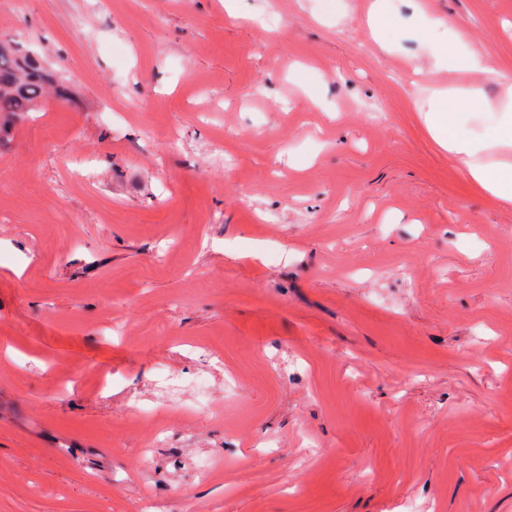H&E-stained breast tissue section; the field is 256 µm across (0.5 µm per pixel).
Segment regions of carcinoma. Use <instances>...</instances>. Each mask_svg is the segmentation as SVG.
<instances>
[{
	"label": "carcinoma",
	"mask_w": 512,
	"mask_h": 512,
	"mask_svg": "<svg viewBox=\"0 0 512 512\" xmlns=\"http://www.w3.org/2000/svg\"><path fill=\"white\" fill-rule=\"evenodd\" d=\"M53 76L40 61L18 49L9 56L0 53V117L9 125L14 118L34 109L46 93Z\"/></svg>",
	"instance_id": "carcinoma-1"
}]
</instances>
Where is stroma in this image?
Instances as JSON below:
<instances>
[{
	"label": "stroma",
	"mask_w": 512,
	"mask_h": 512,
	"mask_svg": "<svg viewBox=\"0 0 512 512\" xmlns=\"http://www.w3.org/2000/svg\"><path fill=\"white\" fill-rule=\"evenodd\" d=\"M0 39L72 91L0 131V512H512V206L418 110L505 101L512 0H0ZM439 61L448 71L455 69H467L472 72L485 74L488 77H496L497 71L488 64L481 56L469 53L460 55L453 44L451 37H448L441 45Z\"/></svg>",
	"instance_id": "stroma-1"
}]
</instances>
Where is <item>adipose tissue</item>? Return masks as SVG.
<instances>
[{
	"label": "adipose tissue",
	"mask_w": 512,
	"mask_h": 512,
	"mask_svg": "<svg viewBox=\"0 0 512 512\" xmlns=\"http://www.w3.org/2000/svg\"><path fill=\"white\" fill-rule=\"evenodd\" d=\"M485 106L497 114L489 135L472 137L457 130L461 108ZM424 120L435 143L463 166L468 178L501 202L512 203V102L485 103L479 87L432 93Z\"/></svg>",
	"instance_id": "obj_1"
}]
</instances>
